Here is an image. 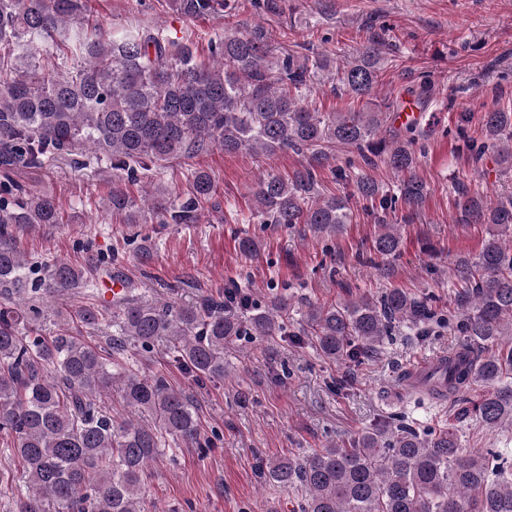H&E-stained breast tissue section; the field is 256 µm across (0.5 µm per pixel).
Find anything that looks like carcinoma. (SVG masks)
Returning <instances> with one entry per match:
<instances>
[{
    "label": "carcinoma",
    "mask_w": 512,
    "mask_h": 512,
    "mask_svg": "<svg viewBox=\"0 0 512 512\" xmlns=\"http://www.w3.org/2000/svg\"><path fill=\"white\" fill-rule=\"evenodd\" d=\"M91 2L0 0V436L23 468L15 512H145L151 461L172 446H212L194 401L164 376L134 369L125 359L131 348L147 355L164 348L204 384L224 381V346L241 336H310L323 358L356 360L404 328L429 335L435 315L432 298L399 288L296 310L278 296L260 308L235 285L177 307L145 298L118 269L112 277L124 291L106 304L83 268L65 258H27L18 231L63 223L64 207L16 175L77 154L109 162L118 185L107 209L126 224L200 223L216 192L207 170H190L184 194L153 185L140 206L124 185L214 150L306 156L286 177L260 176L250 224H303L335 236L352 223L353 199L383 212L401 203L412 213L426 199L415 168L427 131L416 123L389 129L390 114L371 109L322 112L310 100L325 81L369 99L383 42L368 41L340 64L310 47L300 56L278 54L262 24L227 21L203 56L193 41L158 28L97 27ZM169 7L197 20L224 15L227 3L169 0ZM472 118H457L466 150L493 155L501 173L512 170V108L482 103L477 138L467 133ZM343 151L352 157L339 166ZM358 158L383 161L396 189L369 176ZM326 169L351 193L326 192ZM456 193L457 223L483 224L489 237L454 269L462 291L448 323L463 337L461 352L417 391L448 401L459 423L512 432V195L492 199L461 182ZM378 223L366 257L376 268L397 257L402 243L400 225ZM76 295L86 299L78 322L104 342L68 326L59 301ZM50 316L57 330L46 336ZM475 385L482 392L471 396ZM114 392L127 408L121 419L104 404ZM261 470L294 494L298 512H512L508 449L465 448L455 425L421 428L403 415L381 420L348 448L332 442L302 457L268 459Z\"/></svg>",
    "instance_id": "carcinoma-1"
}]
</instances>
